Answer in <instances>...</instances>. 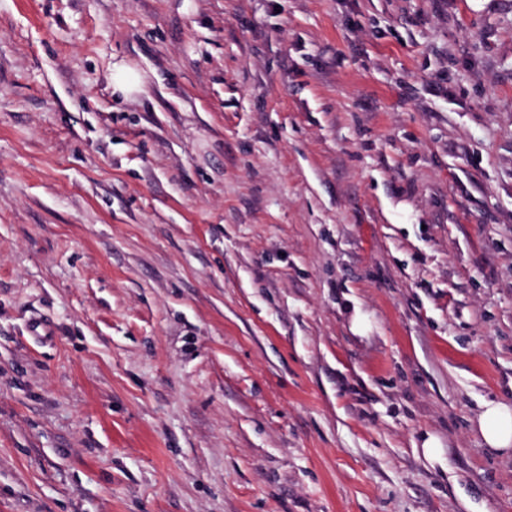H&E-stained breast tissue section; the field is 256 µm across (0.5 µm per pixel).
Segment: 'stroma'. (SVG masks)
<instances>
[{"label":"stroma","mask_w":512,"mask_h":512,"mask_svg":"<svg viewBox=\"0 0 512 512\" xmlns=\"http://www.w3.org/2000/svg\"><path fill=\"white\" fill-rule=\"evenodd\" d=\"M492 401L512 0H0V512H512ZM142 85V76L134 68L127 64L119 63L114 65L112 73V86L125 95L137 92ZM477 430L488 448L501 453L512 451V405L486 403L478 415Z\"/></svg>","instance_id":"stroma-1"}]
</instances>
